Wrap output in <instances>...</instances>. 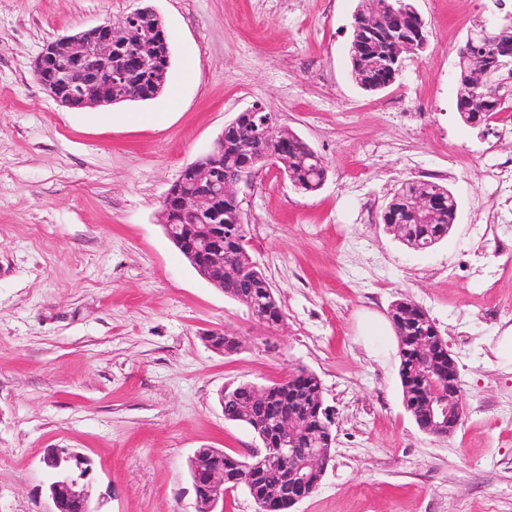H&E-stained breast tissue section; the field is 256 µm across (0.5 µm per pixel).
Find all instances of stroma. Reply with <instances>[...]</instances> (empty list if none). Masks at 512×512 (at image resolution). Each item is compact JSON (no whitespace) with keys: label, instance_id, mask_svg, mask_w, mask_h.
Returning <instances> with one entry per match:
<instances>
[{"label":"stroma","instance_id":"1","mask_svg":"<svg viewBox=\"0 0 512 512\" xmlns=\"http://www.w3.org/2000/svg\"><path fill=\"white\" fill-rule=\"evenodd\" d=\"M429 30L399 81L350 75L362 0H0V512H48L54 447L92 464L100 512H194L196 449L257 446L221 389L314 372L334 411L332 459L293 512H512V193L483 178L512 158L505 114L464 124L457 51L512 0H413ZM171 43L166 90L121 120L61 107L33 73L44 44L140 8ZM306 141L313 194L266 169L240 185L247 249L281 300L270 328L203 280L168 239L161 201L253 103ZM157 112V126L129 122ZM437 179L456 222L415 252L378 215L399 184ZM407 296L457 363L465 417L450 436L407 412L394 333L365 332ZM214 331L239 337L212 350Z\"/></svg>","mask_w":512,"mask_h":512}]
</instances>
